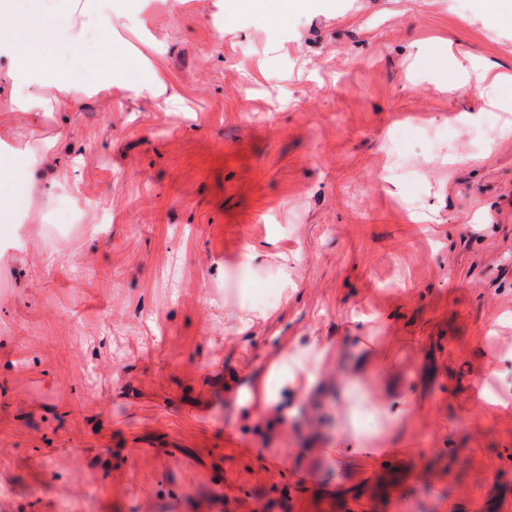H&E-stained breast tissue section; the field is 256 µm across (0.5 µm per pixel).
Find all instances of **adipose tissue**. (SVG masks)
<instances>
[{"mask_svg": "<svg viewBox=\"0 0 512 512\" xmlns=\"http://www.w3.org/2000/svg\"><path fill=\"white\" fill-rule=\"evenodd\" d=\"M358 351L362 356L359 367L344 378L340 394L344 401L346 424L336 437V464L344 466L359 459H390L399 457L396 444L404 422L418 412L417 402L409 396H383L375 394L365 379L367 368L386 372L389 362L385 354L374 346L370 336L360 337ZM338 350L333 338L299 336L286 338L269 352L266 366L253 372L243 388L241 417L257 420L272 414L280 403V391L291 387L299 395H306L330 374ZM370 413L380 424L371 429L358 425L357 415Z\"/></svg>", "mask_w": 512, "mask_h": 512, "instance_id": "ef3b65f1", "label": "adipose tissue"}]
</instances>
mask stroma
<instances>
[{
    "label": "stroma",
    "instance_id": "35a3bbf8",
    "mask_svg": "<svg viewBox=\"0 0 512 512\" xmlns=\"http://www.w3.org/2000/svg\"><path fill=\"white\" fill-rule=\"evenodd\" d=\"M58 10L0 12L44 64L61 44L83 66L87 16L110 29L85 94L30 111L0 52V216L23 204L0 243V512H512V408L471 398L512 379V106L456 88L458 64L512 67V25L477 0ZM358 309L393 360L376 388L421 411L405 457L342 474L338 392L252 423L238 399L283 337L355 346Z\"/></svg>",
    "mask_w": 512,
    "mask_h": 512
}]
</instances>
